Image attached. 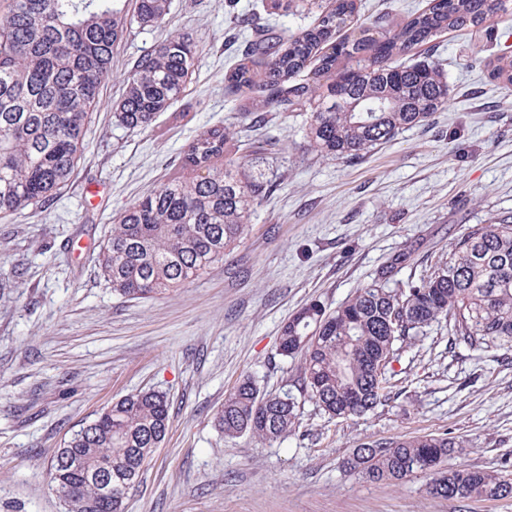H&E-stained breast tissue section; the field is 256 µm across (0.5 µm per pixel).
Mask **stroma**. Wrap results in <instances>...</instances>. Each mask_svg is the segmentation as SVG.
<instances>
[{
  "label": "stroma",
  "mask_w": 512,
  "mask_h": 512,
  "mask_svg": "<svg viewBox=\"0 0 512 512\" xmlns=\"http://www.w3.org/2000/svg\"><path fill=\"white\" fill-rule=\"evenodd\" d=\"M426 0H362L359 24H397ZM193 37L198 70L183 98L145 130L119 126L135 61L166 36ZM225 0H172L165 28L117 42L101 105L69 182L42 212L0 215V512H64L50 464L64 441L121 397L165 394L170 423L125 512H512V498L448 500L415 474L372 483L343 461L377 439L466 440L458 469L512 475V358L450 352L448 328L402 344L387 368L394 397L359 418H332L301 394V364L276 352L283 324L307 303L328 308L378 277L396 252L419 276L468 227L512 211V90L488 64L512 49L502 25L448 32L425 58L443 69L445 108L363 159L313 151L295 111L272 109V151L248 156L277 184L222 262L176 292L128 300L95 266L116 214L179 176V157L239 110L224 73L241 53ZM291 392L287 439L224 437L213 422L244 377Z\"/></svg>",
  "instance_id": "stroma-1"
}]
</instances>
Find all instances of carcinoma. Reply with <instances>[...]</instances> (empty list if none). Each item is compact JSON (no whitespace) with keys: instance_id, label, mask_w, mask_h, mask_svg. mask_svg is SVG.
I'll use <instances>...</instances> for the list:
<instances>
[{"instance_id":"carcinoma-1","label":"carcinoma","mask_w":512,"mask_h":512,"mask_svg":"<svg viewBox=\"0 0 512 512\" xmlns=\"http://www.w3.org/2000/svg\"><path fill=\"white\" fill-rule=\"evenodd\" d=\"M171 0H5L0 21V213L37 211L73 176L85 149L100 88L112 71V48L134 27L162 28ZM268 14L302 9L312 24L291 37L255 14H236L250 32L240 63L224 74V92L247 103L252 126L264 108L301 106L310 112L306 139L314 151L356 160L403 131L427 124L448 103L449 86L435 66L395 59L432 44L448 31L479 28L512 16V0H428L394 28L376 34L354 26L357 0H264ZM198 68L194 40L165 38L141 55L115 105L117 122L146 129L185 92ZM312 76L290 80L305 69ZM492 77L512 88V56L493 65ZM240 125H215L189 142L184 175L129 204L99 244L97 263L112 291L149 299L176 291L224 260L245 233L254 205L272 180L238 162ZM413 261L391 257L377 280L329 312L314 301L288 318L278 352L301 357V387L331 417H362L387 396V367L397 341L448 324L454 345L512 351V213L468 229L448 259L404 284L393 277ZM297 402L262 395L246 377L214 417L224 436L250 433L264 440L295 429ZM169 426V401L159 392L128 394L75 432L64 447L73 462L50 476L62 486L65 512H124V491L135 485ZM465 442L443 435L377 439L354 449L345 469L373 482L429 477L428 492L457 500L512 497V478L454 469L448 456ZM112 475V498L94 470Z\"/></svg>"}]
</instances>
